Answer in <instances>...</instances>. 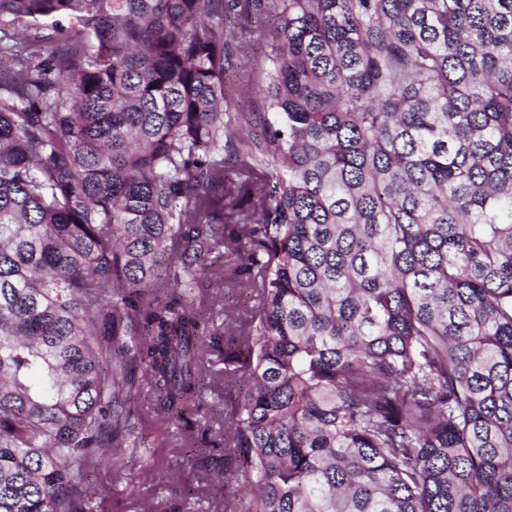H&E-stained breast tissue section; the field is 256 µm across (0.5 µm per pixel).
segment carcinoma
Returning a JSON list of instances; mask_svg holds the SVG:
<instances>
[{"label": "carcinoma", "instance_id": "cac0c4a2", "mask_svg": "<svg viewBox=\"0 0 512 512\" xmlns=\"http://www.w3.org/2000/svg\"><path fill=\"white\" fill-rule=\"evenodd\" d=\"M215 353L252 512H512V0H0V512H104ZM262 108L263 100L260 96L252 97L244 91L224 101V119L232 125L241 126L244 125L242 112H259ZM223 294L222 291H217L216 295L218 296L219 303L213 307L212 321L210 320L209 325H211V322H214L215 327H220L224 323L225 331V311L229 313L234 312L238 317L239 314H244L245 310L254 305L256 301L250 291L240 288H224Z\"/></svg>", "mask_w": 512, "mask_h": 512}]
</instances>
